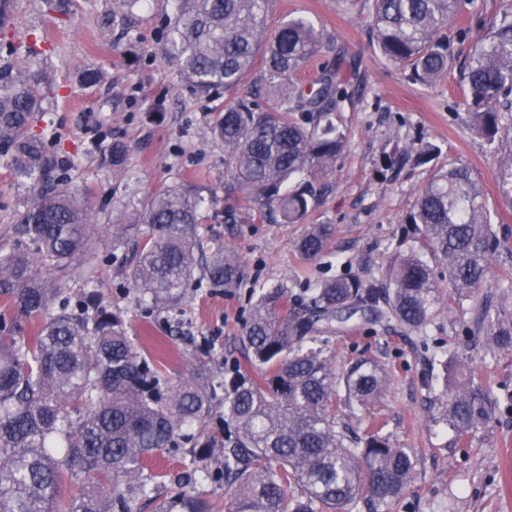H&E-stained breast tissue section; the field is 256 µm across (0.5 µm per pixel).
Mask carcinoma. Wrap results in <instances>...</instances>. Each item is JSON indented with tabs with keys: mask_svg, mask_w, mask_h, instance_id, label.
I'll use <instances>...</instances> for the list:
<instances>
[{
	"mask_svg": "<svg viewBox=\"0 0 512 512\" xmlns=\"http://www.w3.org/2000/svg\"><path fill=\"white\" fill-rule=\"evenodd\" d=\"M165 54L197 94L237 89L260 66L259 85L217 112L214 140L224 146L233 175L224 213L236 218L243 197L264 201L262 218L300 224L316 201L313 180L334 167L344 134L331 119L339 73H322L306 91L294 75L322 43V30L294 17L269 31L270 0H174ZM475 0H373V32L380 54L402 65L408 79L429 86L448 74L452 53L442 37ZM16 0H0V34L12 27ZM0 45V151L15 179L36 188L21 215V238L0 242V298L41 318L33 336L0 319V512H136L155 498L160 482L148 461L190 444L183 471L209 476L206 462L223 458L225 512H386L417 474L408 448L375 429L363 436L339 422L336 388L348 407H366L386 391L388 376L360 359L336 372L332 337L362 319L396 322L427 335L443 303L464 307L489 280L500 246L478 176L466 167H440L421 188L404 223L413 243L397 246L379 276L366 282L338 276L306 289L285 314L288 288H261L241 336L246 365L224 374L223 439L203 431L216 409V387L198 369L174 383L162 364L127 334L124 319L94 295L77 299L55 278L87 276L101 240L92 224L103 208L53 173L66 162L53 149L49 91L57 77L41 61L38 40L26 60L12 61ZM462 79L471 97L473 130L502 151L496 181L512 206V4L471 47ZM100 69H82L79 85L96 87ZM93 151L115 176L130 173V150L98 141ZM200 195L178 186L150 194L140 207L109 225L112 248L127 241V277L157 309H174L190 288H235L244 275L230 248L205 253L198 239ZM330 227L308 224L297 242L312 261L328 246ZM501 302L479 309L486 354L512 352V280L499 284ZM442 380L432 423L454 443L480 441L497 415L512 408V387L491 390L460 356L433 358ZM86 480L78 494L72 483ZM156 512H213L206 499L176 486Z\"/></svg>",
	"mask_w": 512,
	"mask_h": 512,
	"instance_id": "carcinoma-1",
	"label": "carcinoma"
}]
</instances>
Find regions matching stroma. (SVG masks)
<instances>
[{"mask_svg": "<svg viewBox=\"0 0 512 512\" xmlns=\"http://www.w3.org/2000/svg\"><path fill=\"white\" fill-rule=\"evenodd\" d=\"M506 0H477L478 10L458 18L447 31L454 63L445 79L425 87L409 82L402 67L378 51L371 28L372 0H270L269 24L302 16L322 29L317 47L297 75L310 84L327 69L340 68L341 96L333 120L345 134L333 169L315 181L317 201L306 222L330 225L327 252L306 261L295 248L303 226L271 224L255 200L243 201L238 222L224 214V185L231 179L224 148L211 137L216 108L234 99L231 91L207 98L180 82L163 50L173 0H150L127 10L122 0H74L73 16L61 24L41 0H20L8 37L24 60L29 33L44 37L52 51L44 58L64 86L55 96L57 150L66 159L71 186L94 202H108L112 213L138 206L154 191L182 185L205 199L198 230L215 244L235 250L244 263L237 288L191 291L178 311L148 308L132 290L118 261L102 259L93 282H69L70 292L96 287L102 303L120 310L130 336L143 339L160 356L171 381L190 378L206 364L223 379L226 362L242 358L240 341L259 288L284 285L300 293L318 281L341 275L362 280L377 276L398 244H410L405 214L413 207L433 165H465L479 174L487 206L497 211L499 236L512 239V208L500 199L495 172L499 153L491 151L470 121V99L462 72L479 26L489 23ZM99 68L105 83L76 87L78 70ZM112 103V136L131 145L132 173L118 181L88 150L104 101ZM165 110L153 113L155 101ZM439 146L435 164L418 159L421 144ZM34 195L18 184L0 157V239H17L19 215ZM476 308H465L457 322L440 314L431 335L436 349L465 351L471 366L491 389L512 384V353L484 354L482 333L463 340V327L475 324ZM337 367L360 358L386 368L389 385L366 411L345 412L350 431L364 434L369 422L384 425L392 441L418 457L417 475L389 512H512V416L499 415L489 439L462 448L447 446L431 428L437 407L427 387L430 354L422 337L399 326L383 330L356 325L328 346Z\"/></svg>", "mask_w": 512, "mask_h": 512, "instance_id": "35a3bbf8", "label": "stroma"}]
</instances>
